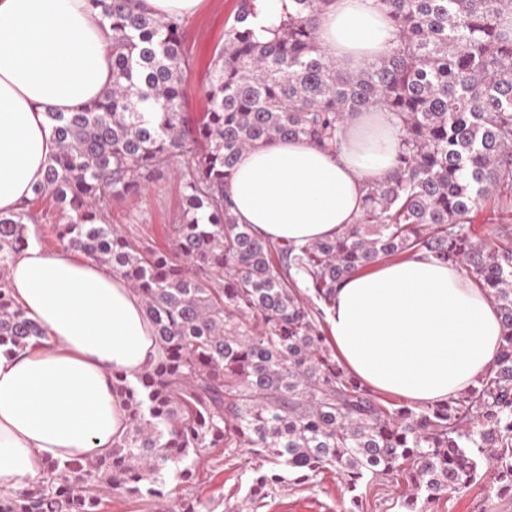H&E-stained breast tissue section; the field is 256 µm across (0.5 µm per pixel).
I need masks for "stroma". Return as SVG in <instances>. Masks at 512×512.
Wrapping results in <instances>:
<instances>
[{
  "mask_svg": "<svg viewBox=\"0 0 512 512\" xmlns=\"http://www.w3.org/2000/svg\"><path fill=\"white\" fill-rule=\"evenodd\" d=\"M237 0H204L200 10L185 19V50L190 66L185 78V110L196 116L203 112V88L214 53L224 44V30L232 22ZM182 190L176 175L152 184L140 195L112 206L110 223L148 234L159 246H167L166 228L180 210ZM256 463L246 449L228 455L213 449L187 483L170 486L168 500L160 512H183L185 500H192L196 512H342L349 504L343 481L325 472L304 485L278 488L255 506H247L246 482ZM493 469L483 467L476 481L462 493L443 496L432 512H512V494L498 492ZM403 485L374 480L359 490V512H401Z\"/></svg>",
  "mask_w": 512,
  "mask_h": 512,
  "instance_id": "35a3bbf8",
  "label": "stroma"
}]
</instances>
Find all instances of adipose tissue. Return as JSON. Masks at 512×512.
I'll return each instance as SVG.
<instances>
[{"instance_id":"obj_1","label":"adipose tissue","mask_w":512,"mask_h":512,"mask_svg":"<svg viewBox=\"0 0 512 512\" xmlns=\"http://www.w3.org/2000/svg\"><path fill=\"white\" fill-rule=\"evenodd\" d=\"M293 10V0H255L256 39H274ZM111 35L89 0H0L1 214L31 198L56 151L49 113L72 111L111 82ZM317 36L343 72L398 42L380 0H330ZM399 128L393 116L360 112L339 127L337 148L276 139L243 152L226 187L237 222L273 242L344 232L367 183L395 172ZM7 276L49 346L0 351V498L39 484L46 460L108 454L128 429L113 370L134 373L159 355L139 296L107 265L31 246ZM328 319L346 371L420 406L475 385L502 336L485 290L422 254L348 278Z\"/></svg>"}]
</instances>
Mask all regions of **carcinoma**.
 Instances as JSON below:
<instances>
[{
  "label": "carcinoma",
  "mask_w": 512,
  "mask_h": 512,
  "mask_svg": "<svg viewBox=\"0 0 512 512\" xmlns=\"http://www.w3.org/2000/svg\"><path fill=\"white\" fill-rule=\"evenodd\" d=\"M281 34L253 40V0H238L197 119L183 112L184 21L141 0H90L112 31V81L72 112H49L57 151L33 197L0 215V347L45 332L12 297L7 267L29 243L33 206L53 199L69 251L106 264L140 296L161 354L112 373L128 430L104 457L49 460V482L0 498V512H101L126 497L161 505L167 467L187 482L211 448H246V498L333 471L351 500L373 479L405 480L402 512L468 488L481 463L512 491V228L488 243L471 213L495 191L512 213V0H381L398 44L356 73L317 41L329 0H294ZM355 112L399 120L395 173L367 184L343 233L302 246L239 224L225 191L240 154L276 138L333 147ZM182 204L155 247L111 224L116 202L167 174ZM457 265L502 318V343L477 385L426 408L377 397L347 374L319 328L346 279L418 253ZM317 301L312 306L306 293Z\"/></svg>",
  "instance_id": "carcinoma-1"
}]
</instances>
